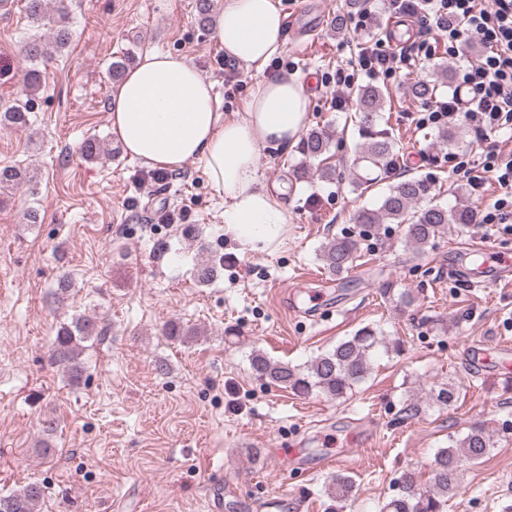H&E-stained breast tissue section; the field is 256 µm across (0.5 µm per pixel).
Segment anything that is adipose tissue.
Here are the masks:
<instances>
[{"label":"adipose tissue","instance_id":"1","mask_svg":"<svg viewBox=\"0 0 512 512\" xmlns=\"http://www.w3.org/2000/svg\"><path fill=\"white\" fill-rule=\"evenodd\" d=\"M213 37L227 56L263 69L283 45L278 0H224ZM308 97L296 74L260 82L243 112L224 117L212 81L185 57L151 51L126 73L108 112L125 152L144 164L182 170L198 161L224 221L249 248L275 240L288 214L259 179L261 147L293 146L303 129Z\"/></svg>","mask_w":512,"mask_h":512}]
</instances>
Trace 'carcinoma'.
I'll return each instance as SVG.
<instances>
[{
  "label": "carcinoma",
  "mask_w": 512,
  "mask_h": 512,
  "mask_svg": "<svg viewBox=\"0 0 512 512\" xmlns=\"http://www.w3.org/2000/svg\"><path fill=\"white\" fill-rule=\"evenodd\" d=\"M28 19L49 31V38L41 36L24 45V57L35 63L39 59L65 48L72 33L66 21L65 7L57 12L48 11L45 0H27ZM41 71L33 66L23 76L26 96L31 97L41 87ZM451 82V68L445 64L434 66L432 78H421L410 85L413 97L428 101L435 98L442 84ZM357 107L349 115L361 141L356 144L351 167L352 184L355 189L368 190L371 179L359 170H378L387 173L397 146L396 135L382 127L386 104L385 91L378 85L366 84L357 88ZM29 123L27 106L13 103L0 107V125L25 127ZM466 129L452 126L438 130L437 142L448 148L464 144ZM344 137L334 135L325 128L307 132L300 142V150L308 158H319L328 153ZM31 182L26 171L13 166L0 168V189H17ZM436 183L423 177L403 175L381 196L374 208H364L354 215L359 225L356 235L340 234L331 238L320 248V260L325 269L334 275L347 274L361 257L362 241L374 237L377 228L386 223L403 228L405 243L418 251L433 246L448 230V225L464 226L472 223L473 210L464 204L448 207L435 202ZM105 324L98 317L80 316L71 325L61 326L51 343L50 364L61 369L70 383L80 382L85 370L80 356L83 342L102 335ZM388 352H401L398 341H389L376 329L366 326L336 343L316 356L302 370L287 362L274 361L260 352L250 355V369L255 378L295 393L323 394L333 399L348 396L371 370V360L377 347ZM459 396V388L452 383L435 385L428 397L439 407H447ZM492 447L487 432L473 426L460 437L448 439V446L440 448L434 455L432 480L421 486L417 475L405 472L397 479V493L387 500L380 512H443L448 497L459 487L461 463H475L485 458ZM354 489L350 477L338 475L328 486L331 512H343ZM43 499L40 485L31 483L7 496H0V512H37Z\"/></svg>",
  "instance_id": "1"
}]
</instances>
